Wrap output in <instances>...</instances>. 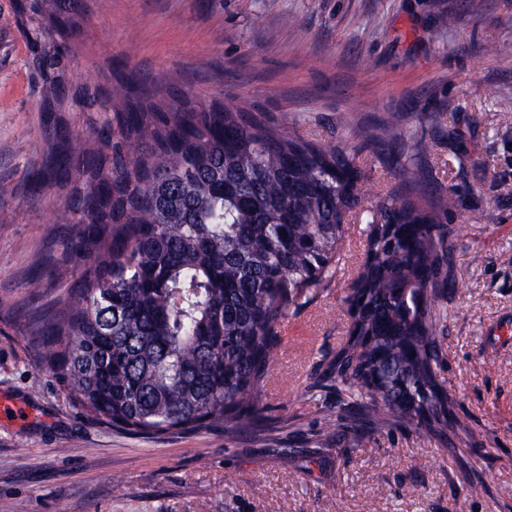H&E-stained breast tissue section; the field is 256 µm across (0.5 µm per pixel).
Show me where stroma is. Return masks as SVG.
Instances as JSON below:
<instances>
[{
	"label": "stroma",
	"instance_id": "35a3bbf8",
	"mask_svg": "<svg viewBox=\"0 0 512 512\" xmlns=\"http://www.w3.org/2000/svg\"><path fill=\"white\" fill-rule=\"evenodd\" d=\"M455 15L445 24L437 4ZM84 21L62 93L63 120L39 108L15 0H0V512H512V0H82ZM208 104L232 96L308 139L391 119L432 143L420 188L455 191L440 377L468 417L474 449L390 426L325 444L336 406L310 392L343 344L362 227L347 224L328 287L291 308L262 392L270 431L161 438L92 422L39 368L38 319L79 285L65 249L75 224L64 190L36 191L43 130L89 135L106 121L76 91L116 81ZM442 110L440 124L424 116ZM374 190L395 191L387 149L356 145ZM64 268L47 288L36 272ZM121 490H113V476Z\"/></svg>",
	"mask_w": 512,
	"mask_h": 512
}]
</instances>
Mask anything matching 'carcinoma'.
I'll use <instances>...</instances> for the list:
<instances>
[{
  "instance_id": "carcinoma-1",
  "label": "carcinoma",
  "mask_w": 512,
  "mask_h": 512,
  "mask_svg": "<svg viewBox=\"0 0 512 512\" xmlns=\"http://www.w3.org/2000/svg\"><path fill=\"white\" fill-rule=\"evenodd\" d=\"M35 31L32 63L58 111L80 26L76 0H18ZM84 103L116 107L112 135L63 143L45 134L48 163L71 154L83 207L67 244L84 288L61 294L37 322L40 364L87 417L161 437L212 425L236 437L267 430L261 394L281 351L277 327L325 287L342 261V216L362 201V173L326 141L287 134L237 100L197 105L132 97L115 87ZM391 120L355 128L366 144H402ZM402 183L418 168L397 160ZM455 194L378 197L364 260L347 297L350 325L324 380L336 392L320 440L398 425L468 447L469 421L439 378L448 318Z\"/></svg>"
}]
</instances>
